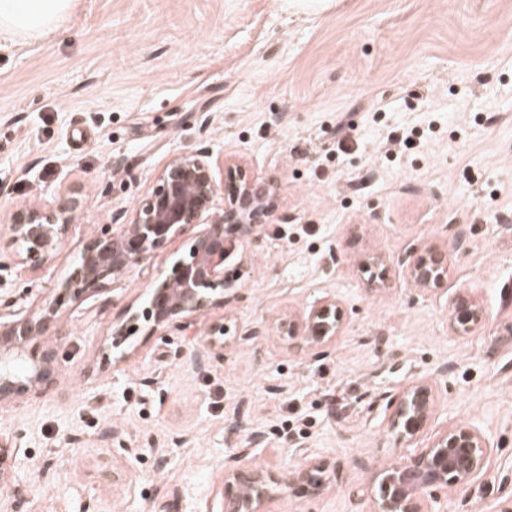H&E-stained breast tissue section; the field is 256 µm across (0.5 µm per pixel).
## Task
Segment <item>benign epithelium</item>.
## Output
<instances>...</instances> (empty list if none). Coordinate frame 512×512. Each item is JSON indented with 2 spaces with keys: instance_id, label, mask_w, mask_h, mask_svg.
I'll return each instance as SVG.
<instances>
[{
  "instance_id": "1",
  "label": "benign epithelium",
  "mask_w": 512,
  "mask_h": 512,
  "mask_svg": "<svg viewBox=\"0 0 512 512\" xmlns=\"http://www.w3.org/2000/svg\"><path fill=\"white\" fill-rule=\"evenodd\" d=\"M217 164L207 148L173 155L157 176L156 184L140 201L119 232H103L81 249V260L56 285L60 294L81 304L94 294L119 283L136 264L165 248L176 238L191 234L189 252L176 260L171 271L151 283L150 306L138 312L127 308L128 320L144 317L152 332L161 336L186 328L194 316L212 303L237 298L236 280L224 276L227 236L245 237L274 209L269 184L258 180L240 163L228 164L224 206L216 203ZM77 198L57 210L31 207L10 225L13 237L27 243L24 260L50 261L79 207ZM412 283L428 290L447 273L448 254L431 250L412 252L405 263ZM58 305L34 303L27 308L0 311V404L25 395H40L58 374L56 351L37 344L50 323L58 318ZM484 319L482 309L461 296L452 305L449 327L456 336H470ZM343 313L333 298L316 301L298 320L281 327L315 347L335 338ZM126 330L112 328L105 350L125 356ZM21 360L26 371L18 374L12 363ZM435 392L426 379L416 380L388 401L397 437L408 446L407 457L377 474L370 512H444L448 493L467 488L478 476L490 451L484 435L472 425H459L437 436L425 448L415 444L428 424ZM328 464L308 459L277 484L251 464V449L243 448L224 462L220 508L216 512H270L277 494L297 487L308 497L328 489Z\"/></svg>"
}]
</instances>
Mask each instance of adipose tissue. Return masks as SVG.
Returning <instances> with one entry per match:
<instances>
[{
  "label": "adipose tissue",
  "mask_w": 512,
  "mask_h": 512,
  "mask_svg": "<svg viewBox=\"0 0 512 512\" xmlns=\"http://www.w3.org/2000/svg\"><path fill=\"white\" fill-rule=\"evenodd\" d=\"M73 0H0V41L34 39L59 27Z\"/></svg>",
  "instance_id": "adipose-tissue-1"
}]
</instances>
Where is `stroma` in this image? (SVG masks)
I'll return each instance as SVG.
<instances>
[{
  "instance_id": "stroma-1",
  "label": "stroma",
  "mask_w": 512,
  "mask_h": 512,
  "mask_svg": "<svg viewBox=\"0 0 512 512\" xmlns=\"http://www.w3.org/2000/svg\"><path fill=\"white\" fill-rule=\"evenodd\" d=\"M352 124L336 151L337 122ZM412 127L421 144L388 141ZM209 148L271 184L277 206L224 261L238 300L167 340L104 339L189 248L136 266L85 315L64 303L48 392L0 406V512H215L224 459L264 441L280 477L330 461L328 490L271 512H368L369 483L405 455L386 404L420 378L437 406L419 445L472 423L487 461L448 512H500L512 494V0H74L60 28L0 43V305L54 302L83 244L131 214L176 153ZM80 205L48 264L22 261L10 226L34 205ZM447 252L423 291L404 263ZM379 255L385 287L366 286ZM485 313L459 337L453 302ZM336 298L344 326L304 346L280 323ZM227 331L212 345L208 330ZM203 354L205 368L193 367Z\"/></svg>"
}]
</instances>
